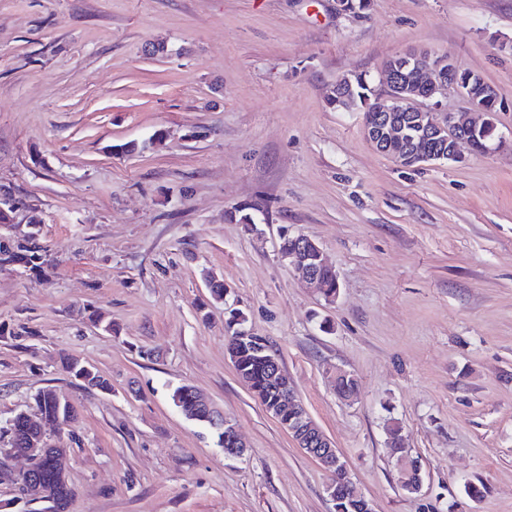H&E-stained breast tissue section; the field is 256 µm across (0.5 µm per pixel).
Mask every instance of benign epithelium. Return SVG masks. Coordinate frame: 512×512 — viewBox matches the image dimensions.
I'll list each match as a JSON object with an SVG mask.
<instances>
[{"mask_svg": "<svg viewBox=\"0 0 512 512\" xmlns=\"http://www.w3.org/2000/svg\"><path fill=\"white\" fill-rule=\"evenodd\" d=\"M395 63L385 66L387 94L375 95L370 106L364 109L362 125L364 132L375 149L403 163L410 159L426 162H459L463 160L461 145L476 152L472 134L490 123L487 104L497 99L493 87L481 81V75L469 72L460 77V70L452 59L444 54H431L424 50L400 53L393 56ZM353 81L348 75L338 78L332 86L329 100L331 104L345 110L351 109ZM453 91L463 98L468 109L465 111L441 112L436 105L429 104L437 93ZM431 142H441L448 150L438 153L427 151ZM299 242L292 250L281 255L288 261L294 273L303 281L321 290V268L327 265L321 246L313 239L300 235ZM268 375L278 392L275 415L280 408L288 407L292 424L291 432L303 441L306 453L325 469L339 464L336 448L308 414L305 407L294 397V391L281 363L271 358L268 362ZM202 404L224 428V438L231 447L224 449L230 456H241L245 452L238 430L223 415L214 411L207 400ZM43 447L40 441H31L27 448H9L10 457H24L29 467H34L42 458Z\"/></svg>", "mask_w": 512, "mask_h": 512, "instance_id": "benign-epithelium-1", "label": "benign epithelium"}]
</instances>
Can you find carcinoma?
Instances as JSON below:
<instances>
[{
  "mask_svg": "<svg viewBox=\"0 0 512 512\" xmlns=\"http://www.w3.org/2000/svg\"><path fill=\"white\" fill-rule=\"evenodd\" d=\"M372 95L370 82L360 75L354 76L352 100L355 105L363 106ZM40 260L46 261V254L32 235L28 236L25 243H19L13 247L0 244L1 267L15 263L30 264L35 267ZM227 328L230 336L226 339V348L237 374L249 380V390L254 397L265 410H271L277 394L271 390L267 381L265 353L261 352V349L268 347L267 341L259 336L254 337V342L249 344L237 341L236 336L243 330V322L234 315L227 323ZM62 368L69 376L88 388L102 392L112 391L109 378L73 357L63 358ZM34 400L43 416V423H35L21 413L13 416L8 421L5 432L9 434L10 446L14 448H20L28 439L40 436L45 432V427H56L68 423L76 416L74 407L67 402L59 401L56 392L51 388L38 390L34 394ZM172 400L177 408L194 416L195 421L211 425L208 411L197 403L196 392L191 387L183 385L176 388L173 391ZM346 477L348 472L342 470L340 466L332 472L331 483L336 486L335 512H365L367 499L357 497L345 490L342 481ZM17 484L21 498L28 502L42 500L46 504L45 512H66L72 497V489L67 478L60 477L58 472L45 463L41 464L35 472L21 475L17 479ZM421 484V467L417 464L410 474L401 480V489L413 494Z\"/></svg>",
  "mask_w": 512,
  "mask_h": 512,
  "instance_id": "cac0c4a2",
  "label": "carcinoma"
}]
</instances>
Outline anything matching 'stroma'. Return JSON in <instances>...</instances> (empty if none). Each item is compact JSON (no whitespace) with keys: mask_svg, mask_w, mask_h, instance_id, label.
<instances>
[{"mask_svg":"<svg viewBox=\"0 0 512 512\" xmlns=\"http://www.w3.org/2000/svg\"><path fill=\"white\" fill-rule=\"evenodd\" d=\"M510 41L512 0H0V193L25 203L0 237L36 234L51 259L0 268V427L45 387L75 406L49 436L68 512H334L325 469L239 380L230 308L374 512H512ZM419 48L495 88L509 147L405 168L329 105L338 77L383 92L386 61ZM298 233L335 300L281 259ZM181 385L235 423L242 458L174 406ZM62 368L69 376L82 383L85 387L102 392H108L112 389V383L109 378L83 365L73 357H63Z\"/></svg>","mask_w":512,"mask_h":512,"instance_id":"obj_1","label":"stroma"}]
</instances>
